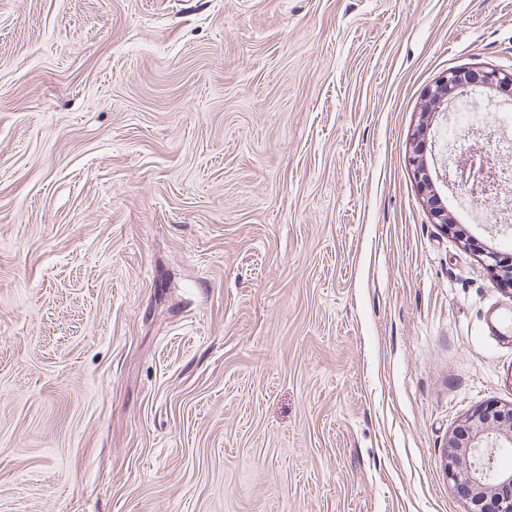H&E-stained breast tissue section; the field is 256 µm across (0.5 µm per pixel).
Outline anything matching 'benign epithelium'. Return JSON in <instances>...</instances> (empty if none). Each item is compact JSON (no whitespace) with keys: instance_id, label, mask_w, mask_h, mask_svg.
I'll return each instance as SVG.
<instances>
[{"instance_id":"1","label":"benign epithelium","mask_w":512,"mask_h":512,"mask_svg":"<svg viewBox=\"0 0 512 512\" xmlns=\"http://www.w3.org/2000/svg\"><path fill=\"white\" fill-rule=\"evenodd\" d=\"M482 87L512 95V71L496 69H453L427 91L425 111L443 109L459 91ZM428 125L422 123L409 142L408 161L415 167L424 205L433 220L446 231L455 229L448 208L433 183L427 161ZM488 267L502 287L512 290V259L497 251L484 254ZM512 447V408L494 404L481 407L466 419L464 432L448 441L445 469L458 492L469 501L468 512H512V468L496 463L497 452Z\"/></svg>"}]
</instances>
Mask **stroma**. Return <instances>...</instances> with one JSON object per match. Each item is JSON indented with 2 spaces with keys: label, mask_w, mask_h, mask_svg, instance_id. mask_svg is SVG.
Segmentation results:
<instances>
[{
  "label": "stroma",
  "mask_w": 512,
  "mask_h": 512,
  "mask_svg": "<svg viewBox=\"0 0 512 512\" xmlns=\"http://www.w3.org/2000/svg\"><path fill=\"white\" fill-rule=\"evenodd\" d=\"M512 0H0V512H467L512 192L441 188ZM472 87L495 89L511 97L512 71L480 68L449 70L427 91L425 114L437 109L442 112L447 100L459 95V91ZM428 125L422 122L414 131L409 142L408 161L415 167V175L418 186L423 195L424 205L433 220L445 231L451 232L456 224L448 216V208L440 198L433 183V178L427 161ZM483 256L488 267L493 271L503 288L512 290V263L511 257H505L497 251L486 250Z\"/></svg>",
  "instance_id": "obj_1"
}]
</instances>
